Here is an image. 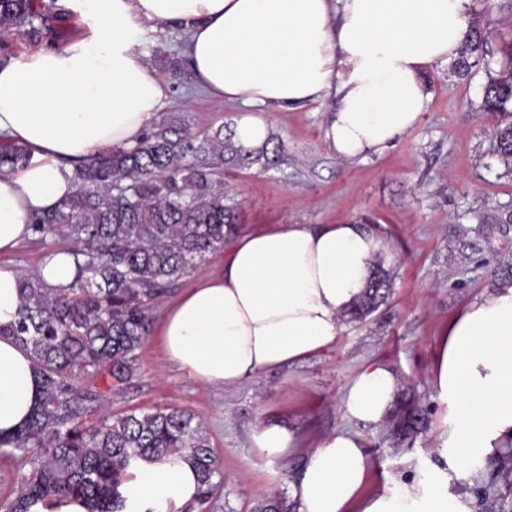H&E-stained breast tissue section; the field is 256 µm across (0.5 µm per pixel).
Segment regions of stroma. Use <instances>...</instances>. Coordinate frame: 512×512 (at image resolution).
Listing matches in <instances>:
<instances>
[{"instance_id": "stroma-1", "label": "stroma", "mask_w": 512, "mask_h": 512, "mask_svg": "<svg viewBox=\"0 0 512 512\" xmlns=\"http://www.w3.org/2000/svg\"><path fill=\"white\" fill-rule=\"evenodd\" d=\"M468 27L493 53L488 67L467 80L449 65L425 80L431 101L420 124L381 152L347 160L325 140L332 100L299 108L269 109L277 148L267 168L224 165L220 189L225 202L240 206L239 226L340 224L372 219L394 260L392 293L363 323L345 326L335 348L295 365L273 369L238 386L216 389L189 379L149 335L137 352L131 384L113 391L108 410L153 412L181 408L194 414L219 463L218 486L198 512H253L259 491L285 493V478L303 454L259 458L248 437L251 425L268 422L295 431L306 449L316 438L344 427L340 401L349 382L368 362L386 363L400 378V393L413 395L426 426L398 442L389 425L364 428L372 461L370 486L387 490L395 478L420 476L437 467L457 481L442 448L439 404L429 367L441 328L469 302L490 293L495 271L512 264V172L491 150L498 123L480 112L487 70L501 71V49L512 44V0H474ZM150 71L167 84L160 117L180 116L203 133L235 125L239 107L196 85L185 52L186 35L172 25L147 30ZM57 236H33L9 260L22 275L36 274L51 251L70 248ZM31 455L0 452V512L16 496ZM476 512H512V456L482 466L468 487Z\"/></svg>"}]
</instances>
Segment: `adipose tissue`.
<instances>
[{"label":"adipose tissue","mask_w":512,"mask_h":512,"mask_svg":"<svg viewBox=\"0 0 512 512\" xmlns=\"http://www.w3.org/2000/svg\"><path fill=\"white\" fill-rule=\"evenodd\" d=\"M88 36L0 67V134L26 148L29 165L0 175V255L30 239L32 214L76 190L74 167L130 149L166 99L145 62V24L189 35L197 85L240 104L235 132L259 148L264 107L334 98L325 139L353 159L387 149L415 129L430 94L424 74L457 59L473 0H69ZM386 239L342 224H262L236 235L220 270L202 275L167 308L158 334L190 379L235 386L333 347ZM446 453L457 471L492 465L512 447V281L467 304L443 327L430 365ZM399 379L373 362L352 380L341 411L352 421L320 438L286 481L296 512H475L442 471L367 492L372 462L357 425L390 416ZM42 395L30 354L0 336V439L15 435ZM255 455L288 457L293 431L251 426ZM125 512H186L199 501L188 453L140 463L120 488Z\"/></svg>","instance_id":"obj_1"}]
</instances>
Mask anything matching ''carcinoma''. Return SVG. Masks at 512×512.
Here are the masks:
<instances>
[{
    "label": "carcinoma",
    "instance_id": "obj_1",
    "mask_svg": "<svg viewBox=\"0 0 512 512\" xmlns=\"http://www.w3.org/2000/svg\"><path fill=\"white\" fill-rule=\"evenodd\" d=\"M65 22L53 5L0 0V66L8 63L10 39L49 37ZM486 54L467 37L453 72L470 73ZM512 102V70L488 74L481 110L502 115ZM495 151L512 159V123L498 130ZM268 149H251L228 126L197 134L180 120L145 133L132 149H107L75 166L77 190L53 209L32 218L35 232L73 242L76 274L66 288L39 277L20 284L17 321L0 327L27 350L42 379V397L29 421L0 450L34 453L8 512H31L41 503L81 499L91 512H122L118 488L131 467L180 451L190 453L201 486L200 502L216 488L217 459L201 424L179 409L107 415L112 390L129 384L137 371L136 351L151 333L154 300L207 262L236 232L237 216L224 204L216 177L226 162L259 164ZM28 151L0 135V174L29 164ZM390 270L378 260L359 301L347 313L360 321L385 303ZM92 377L94 384L76 380ZM102 381L98 386L96 381ZM423 414L405 411L396 434L408 439ZM286 497L265 495L255 512H291Z\"/></svg>",
    "mask_w": 512,
    "mask_h": 512
}]
</instances>
